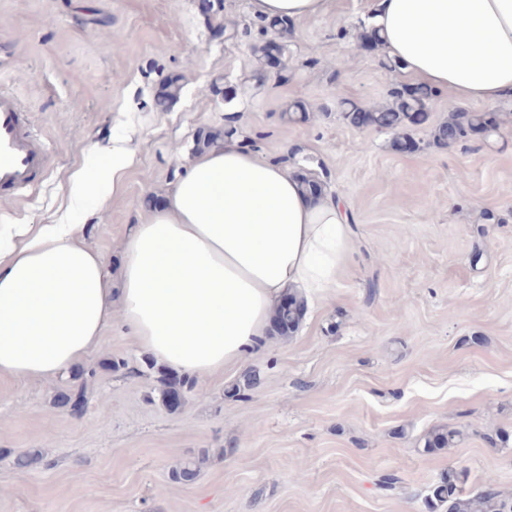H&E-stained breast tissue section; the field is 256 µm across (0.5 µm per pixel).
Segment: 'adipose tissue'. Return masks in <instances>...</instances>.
<instances>
[{
	"label": "adipose tissue",
	"mask_w": 512,
	"mask_h": 512,
	"mask_svg": "<svg viewBox=\"0 0 512 512\" xmlns=\"http://www.w3.org/2000/svg\"><path fill=\"white\" fill-rule=\"evenodd\" d=\"M331 0H252L271 20ZM386 53L462 102L512 94V0H374ZM81 224L0 225V377L39 382L87 362L120 323L169 368L207 377L262 344L296 289L335 287L351 248L339 204L309 200L279 162L236 141L194 161L123 243L119 281Z\"/></svg>",
	"instance_id": "1"
}]
</instances>
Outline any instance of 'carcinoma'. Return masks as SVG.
Returning a JSON list of instances; mask_svg holds the SVG:
<instances>
[{
  "label": "carcinoma",
  "instance_id": "1",
  "mask_svg": "<svg viewBox=\"0 0 512 512\" xmlns=\"http://www.w3.org/2000/svg\"><path fill=\"white\" fill-rule=\"evenodd\" d=\"M432 90L416 87L411 91L391 90V102L373 110H366L357 104L343 100L341 108L345 119L363 125L386 128L396 133V147L402 148L412 141L408 133L409 126L417 124L425 115L427 102ZM486 113L454 110L448 121L436 128V140L441 143H458L459 133L472 128L484 126ZM302 314V300L295 294L288 297L273 311L274 324L284 335L295 332ZM194 382L188 378L173 381L167 376L159 380V394L163 405L169 409L181 404L184 391L192 390ZM462 440L461 431L439 427L432 430L425 438L424 448H454ZM206 452L186 460L171 471V479L181 483L193 482L205 461ZM429 500L437 505H448V512H512V498L502 495L493 487L492 479H487L485 488L475 493L465 492L458 484V477L450 472L438 484L430 488Z\"/></svg>",
  "mask_w": 512,
  "mask_h": 512
}]
</instances>
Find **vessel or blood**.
Masks as SVG:
<instances>
[{
    "instance_id": "1",
    "label": "vessel or blood",
    "mask_w": 512,
    "mask_h": 512,
    "mask_svg": "<svg viewBox=\"0 0 512 512\" xmlns=\"http://www.w3.org/2000/svg\"><path fill=\"white\" fill-rule=\"evenodd\" d=\"M49 146L32 128L17 97L0 91V197L26 194L43 173Z\"/></svg>"
}]
</instances>
